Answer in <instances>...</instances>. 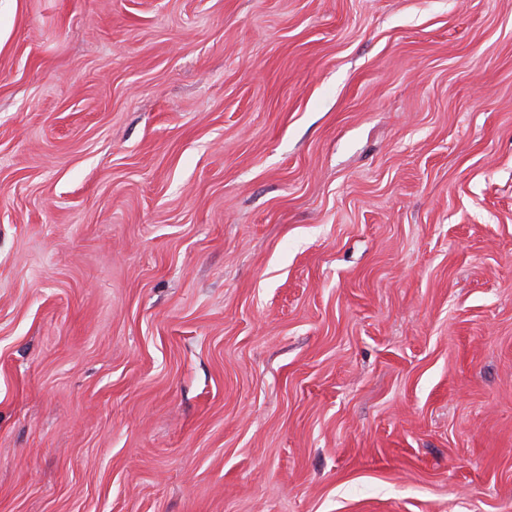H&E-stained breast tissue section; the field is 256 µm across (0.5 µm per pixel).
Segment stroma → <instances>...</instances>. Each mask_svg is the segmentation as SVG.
Returning <instances> with one entry per match:
<instances>
[{"label": "stroma", "instance_id": "obj_1", "mask_svg": "<svg viewBox=\"0 0 512 512\" xmlns=\"http://www.w3.org/2000/svg\"><path fill=\"white\" fill-rule=\"evenodd\" d=\"M0 512H512V0H0Z\"/></svg>", "mask_w": 512, "mask_h": 512}]
</instances>
